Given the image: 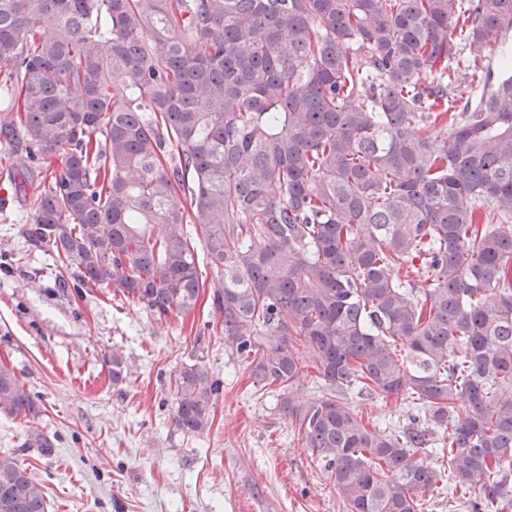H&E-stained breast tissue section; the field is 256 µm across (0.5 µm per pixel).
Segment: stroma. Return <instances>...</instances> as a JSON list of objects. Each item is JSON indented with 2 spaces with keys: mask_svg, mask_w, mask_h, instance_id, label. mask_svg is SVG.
<instances>
[{
  "mask_svg": "<svg viewBox=\"0 0 512 512\" xmlns=\"http://www.w3.org/2000/svg\"><path fill=\"white\" fill-rule=\"evenodd\" d=\"M0 141V360L13 367L41 408L25 423L0 416V453H13L43 486L47 512H344L272 394L260 393L224 344L211 305L218 275L205 256L204 291L193 312L158 318L110 288L83 295L55 286L51 252L22 235L27 197L59 157L31 177L15 172ZM131 367L113 386L106 355ZM202 362L222 383L214 423L201 436L174 423L170 382ZM364 419L389 430L410 408L400 399L344 393ZM54 437L52 450L32 439Z\"/></svg>",
  "mask_w": 512,
  "mask_h": 512,
  "instance_id": "1",
  "label": "stroma"
}]
</instances>
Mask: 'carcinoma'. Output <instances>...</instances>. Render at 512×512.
<instances>
[{"label":"carcinoma","mask_w":512,"mask_h":512,"mask_svg":"<svg viewBox=\"0 0 512 512\" xmlns=\"http://www.w3.org/2000/svg\"><path fill=\"white\" fill-rule=\"evenodd\" d=\"M511 28L512 0H0L7 160L61 156L23 234L54 254L59 287L168 317L201 295L194 225L224 345L276 388L346 512H426L435 494L448 512H504L512 74L474 56L484 93L456 113L448 61L455 30L481 51ZM422 269L428 288L409 280ZM298 343L329 390L304 405ZM105 362L126 381L121 355ZM171 388L178 428L208 432L206 366ZM354 388L418 413L383 434L332 395ZM40 413L0 361V416ZM437 444L446 471L413 458ZM0 512H45L5 453Z\"/></svg>","instance_id":"obj_1"}]
</instances>
